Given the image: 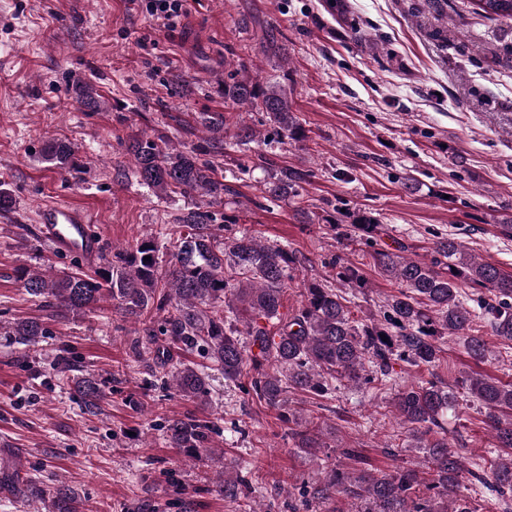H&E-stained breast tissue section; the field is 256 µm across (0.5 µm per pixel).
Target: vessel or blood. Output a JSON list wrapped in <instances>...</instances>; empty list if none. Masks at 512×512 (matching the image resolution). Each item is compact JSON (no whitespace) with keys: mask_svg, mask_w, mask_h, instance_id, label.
<instances>
[{"mask_svg":"<svg viewBox=\"0 0 512 512\" xmlns=\"http://www.w3.org/2000/svg\"><path fill=\"white\" fill-rule=\"evenodd\" d=\"M35 222L56 253L80 258L90 267L101 260V237L88 211L63 200H46L39 204Z\"/></svg>","mask_w":512,"mask_h":512,"instance_id":"1","label":"vessel or blood"}]
</instances>
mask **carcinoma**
<instances>
[{"mask_svg":"<svg viewBox=\"0 0 512 512\" xmlns=\"http://www.w3.org/2000/svg\"><path fill=\"white\" fill-rule=\"evenodd\" d=\"M478 14L495 20H512V0H473ZM224 103L256 108L277 144H300L305 130L288 104V93L274 83H262L247 68L224 78ZM206 136L188 151L173 149L162 136L135 138L127 152L142 184L156 195L197 200L178 219L179 235L173 239L170 259L163 267L154 237H143L128 248L112 251L102 266L88 273L80 268L56 272L48 267L14 269L30 298L63 320L91 311L110 300L125 318L143 325V335L132 339L135 360L145 361L150 376L169 375L181 396L206 397L209 373L189 363L171 364L170 354L156 348L165 336L188 352H196L224 376V385L242 388L266 406L280 410L292 424L288 437L294 448L315 454L323 447L319 430L290 412L288 392L300 391L325 398L336 383L356 387L383 385L398 361L432 367L439 360L438 339L445 334L464 335V347L475 359L489 353L477 321L488 323L492 335L512 344V274L477 258L457 238L440 237L433 243L430 261L406 255L408 247L382 246L388 228L365 209L325 210L321 220L336 234L338 244L367 247L362 257L397 285V293L384 298L364 319L354 317L352 298L366 294L367 281L359 263L336 257V282L303 283L304 300L291 313L281 312L288 284L305 268L308 258L277 243H264L247 231L236 229L238 217L224 213V234L217 233L208 208L224 203L234 190L218 177L211 158L227 155L224 139L226 114L205 112ZM236 145L261 142L260 133L241 120L234 134ZM72 149L50 142L46 160L65 168ZM261 182L264 197L273 200L300 198L313 172L303 163L278 165L264 155ZM150 260H144V257ZM482 289L477 308L461 300L460 286ZM40 319L19 321L8 335L21 344L34 345L48 335ZM106 381L91 376L77 378L81 409L95 414L105 398ZM463 396L483 409L494 447L512 449V383L471 376L460 381ZM392 405L396 418L408 431L411 447L423 451L433 472L424 484L419 471L397 466L390 473L374 475L327 464L322 476L304 485L300 503L291 512H318V506L345 494L360 502L363 512H478L476 497L487 491L502 501L512 499V452L485 470L467 464L455 448L456 428L447 417L456 412L458 396L444 383L420 381L397 391ZM162 432L171 447L191 461L218 467L216 492L228 501L248 495L244 476L224 467V456L209 447L217 425L186 413L164 420ZM0 492L22 506L36 504L41 512H83L78 493L63 481L46 483L20 469V464L0 466Z\"/></svg>","mask_w":512,"mask_h":512,"instance_id":"carcinoma-1","label":"carcinoma"}]
</instances>
